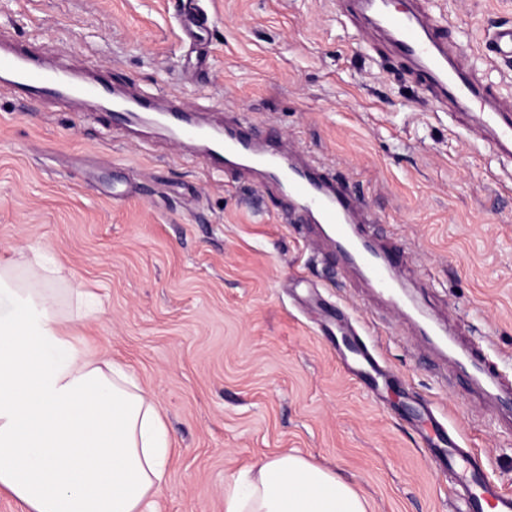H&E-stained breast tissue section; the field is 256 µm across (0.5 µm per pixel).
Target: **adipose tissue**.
Segmentation results:
<instances>
[{
	"instance_id": "adipose-tissue-1",
	"label": "adipose tissue",
	"mask_w": 512,
	"mask_h": 512,
	"mask_svg": "<svg viewBox=\"0 0 512 512\" xmlns=\"http://www.w3.org/2000/svg\"><path fill=\"white\" fill-rule=\"evenodd\" d=\"M61 272L35 248L0 266V490L25 512H147L170 439L127 367L64 331L50 287ZM224 512H367V500L290 451L227 476Z\"/></svg>"
}]
</instances>
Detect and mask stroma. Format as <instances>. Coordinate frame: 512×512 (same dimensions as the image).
Listing matches in <instances>:
<instances>
[{"label": "stroma", "instance_id": "obj_1", "mask_svg": "<svg viewBox=\"0 0 512 512\" xmlns=\"http://www.w3.org/2000/svg\"><path fill=\"white\" fill-rule=\"evenodd\" d=\"M208 68L182 0H0V32L47 64L86 58L117 93L161 89L202 118L247 117L260 137L321 161L364 195L379 247L408 245L400 280L424 319L482 343L512 378V183L476 129L435 111L376 33L342 21V0H204ZM449 47L512 104V61L492 39L512 0H428ZM107 128L88 102L62 110L0 94V261L35 247L65 269V329L128 365L172 440L154 512H224V478L293 451L350 482L368 512H458L427 459L431 404L512 492V424L458 378L447 355L289 223L256 180L208 174L198 157ZM97 317L70 320L67 283ZM379 318L388 379L373 401L336 355L337 330Z\"/></svg>", "mask_w": 512, "mask_h": 512}]
</instances>
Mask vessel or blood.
<instances>
[{"mask_svg":"<svg viewBox=\"0 0 512 512\" xmlns=\"http://www.w3.org/2000/svg\"><path fill=\"white\" fill-rule=\"evenodd\" d=\"M347 2V14L364 21L384 38L420 86L440 105L450 104L470 115L490 135L496 152L512 159V113L499 108L490 83L462 69L448 51L438 20L419 0L403 9L397 8L396 0ZM181 26L187 39L206 45L210 19L201 0H185ZM4 85L22 91L26 99L64 106L80 98L109 100V113L126 127L148 122L172 142L195 145L211 174L231 170L241 175L253 170L263 173L266 185L287 199L298 223L322 226L333 251L357 267L369 287L392 300L397 308H404L395 275L403 266L405 248H376L365 229L373 216L361 197L344 182L330 177L326 169L294 158L289 151L263 148L249 124H201L177 103L158 110L149 94L112 99L107 75L98 72L84 80L68 68L45 67L37 53L6 46L0 39V87ZM421 331L436 337L439 346L456 348L443 328L432 324L422 326ZM343 343L352 355L353 375L367 380L370 391H377L384 370L373 349L357 336L344 337ZM456 350V366L469 373L474 383L493 394L512 390V381L500 374L484 348ZM430 445L432 463L450 477L464 502V512H512V494L501 491L475 464L470 449L459 444L453 429L437 427Z\"/></svg>","mask_w":512,"mask_h":512,"instance_id":"vessel-or-blood-1","label":"vessel or blood"}]
</instances>
